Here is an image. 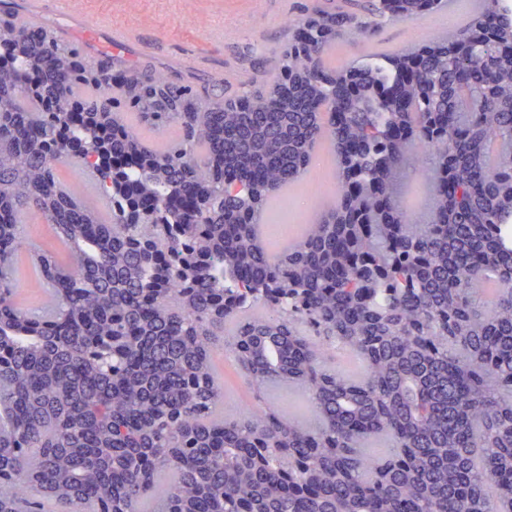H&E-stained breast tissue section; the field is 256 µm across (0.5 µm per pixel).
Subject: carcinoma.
<instances>
[{"label": "carcinoma", "instance_id": "cac0c4a2", "mask_svg": "<svg viewBox=\"0 0 512 512\" xmlns=\"http://www.w3.org/2000/svg\"><path fill=\"white\" fill-rule=\"evenodd\" d=\"M435 0H371L393 22ZM478 0L463 30L424 44L414 80L402 57L333 67L340 36L370 27L326 0L288 45L282 84L240 83L216 102L151 69L105 84L46 29L0 18V512H508L512 506V24ZM336 98L338 122L320 111ZM155 130L157 148L123 115ZM336 157L337 195L274 253L265 210L309 168ZM101 143L120 176L87 159L112 222L56 175L64 143ZM424 213L404 205L409 173ZM164 207L168 257L129 221ZM54 225L68 255H32L50 304L15 300L20 223ZM255 304L271 311L250 312ZM124 341L106 365L96 342ZM256 407L220 418L219 339ZM339 345L364 371L327 366ZM293 386L309 419L268 401ZM387 442L378 454L368 445ZM170 472L171 484L160 483ZM426 183L424 176L418 171L411 176L407 183V200L409 208L415 214H422L426 200Z\"/></svg>", "mask_w": 512, "mask_h": 512}]
</instances>
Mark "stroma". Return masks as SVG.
I'll list each match as a JSON object with an SVG mask.
<instances>
[{
  "label": "stroma",
  "mask_w": 512,
  "mask_h": 512,
  "mask_svg": "<svg viewBox=\"0 0 512 512\" xmlns=\"http://www.w3.org/2000/svg\"><path fill=\"white\" fill-rule=\"evenodd\" d=\"M321 2L290 0L285 6L280 0H80L79 6L100 29L114 25L132 29L133 39L111 53L114 67L128 62L147 66L190 85L198 98L216 100L251 75L256 57L275 59L304 9ZM475 4L476 0H450L447 7L425 17L385 23L368 41L357 35L343 36L332 44L328 59L334 66H355L366 54L395 53L464 26ZM189 54L200 57L202 66L185 68L182 60ZM57 175L103 222H110V205L93 179L79 176L72 164L58 166ZM296 192V187H287L273 207L281 210L303 203L300 220L310 224L335 194L336 184L331 181L314 187L309 198H298ZM214 365L224 388L219 410L224 417H236L252 405L249 387L223 346L215 348Z\"/></svg>",
  "instance_id": "obj_1"
}]
</instances>
